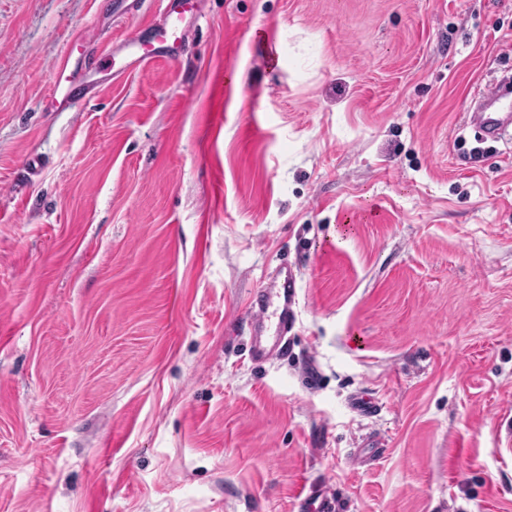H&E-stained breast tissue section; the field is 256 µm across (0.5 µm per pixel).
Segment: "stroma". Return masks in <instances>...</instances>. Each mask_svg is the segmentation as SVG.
<instances>
[{"label": "stroma", "instance_id": "35a3bbf8", "mask_svg": "<svg viewBox=\"0 0 512 512\" xmlns=\"http://www.w3.org/2000/svg\"><path fill=\"white\" fill-rule=\"evenodd\" d=\"M164 11L0 0V512H512V150L462 129L512 0H197L124 71ZM76 40L117 74L57 112ZM168 6L165 8L164 22L159 25L155 35L150 40L133 39L124 44V48L128 49L127 57L129 58L124 69L133 64L139 65L153 61L159 56L171 53L179 47L180 42L177 39H180L184 32L183 18L172 6L169 9ZM174 14L177 15L173 16ZM169 19L171 35L175 36L178 32L180 33V36H175L173 41L166 37V25ZM297 278L290 266H280L275 277L260 291L251 305L250 356L255 361H271L284 350L295 323L294 305Z\"/></svg>", "mask_w": 512, "mask_h": 512}]
</instances>
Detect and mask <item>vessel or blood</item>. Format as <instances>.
<instances>
[{"instance_id":"1","label":"vessel or blood","mask_w":512,"mask_h":512,"mask_svg":"<svg viewBox=\"0 0 512 512\" xmlns=\"http://www.w3.org/2000/svg\"><path fill=\"white\" fill-rule=\"evenodd\" d=\"M165 15L170 19L169 27H158L151 39L126 42L129 64L147 63L178 48V41L169 40L168 35L183 32V19L170 8L166 9ZM54 71L50 97L57 110L81 111L93 98L97 79L84 69L72 66L67 59L61 60ZM464 119L484 138L502 139L512 127V90L496 83L476 90ZM296 283V274L291 267H279L253 304L249 322L250 356L253 360L270 361L282 354L295 323Z\"/></svg>"}]
</instances>
